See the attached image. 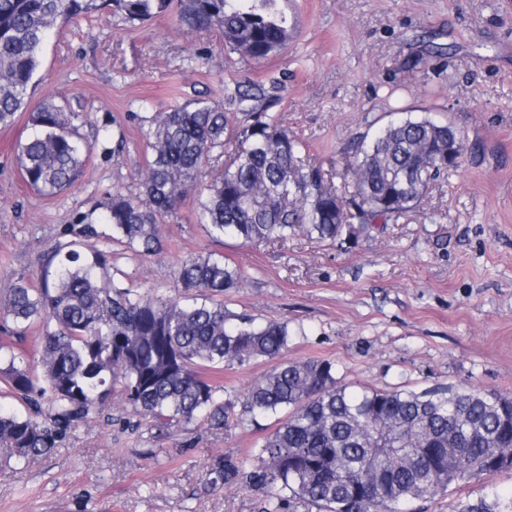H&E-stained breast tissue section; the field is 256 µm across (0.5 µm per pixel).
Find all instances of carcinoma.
<instances>
[{
  "label": "carcinoma",
  "mask_w": 512,
  "mask_h": 512,
  "mask_svg": "<svg viewBox=\"0 0 512 512\" xmlns=\"http://www.w3.org/2000/svg\"><path fill=\"white\" fill-rule=\"evenodd\" d=\"M177 4L190 30L215 29L238 54L257 61L292 38L277 0H0V127L26 110L28 90L47 37L73 17L114 11L144 22ZM33 133L18 144L25 182L52 197L80 176L89 147L70 115L47 100L29 113ZM137 196L116 191L104 217L109 237L144 253L157 251V224L195 192L200 223L244 244L282 243L302 233L350 242L376 224L417 207L441 176L459 164L458 131L448 121L399 118L361 137L328 185L302 144L265 112L245 119L219 103L197 101L151 120ZM47 253L40 286L24 279L0 289V320L11 321L0 346V383L29 415L0 414V445L17 459L44 455L103 413L118 391L158 428L200 418L216 429L288 411L243 460L217 458L208 484L257 494L261 512H280L292 496L323 512H402L415 499L448 492L512 468V396L478 386L420 391L351 390L336 383L326 360L284 358L288 324H256L224 309V293L242 272L210 255L192 256L175 272L186 292L207 297L183 305L112 282L111 255L85 245L94 224ZM42 325L37 366L26 363L25 330ZM280 359L250 386L229 414L224 388L204 371ZM470 512H512V499H481Z\"/></svg>",
  "instance_id": "cac0c4a2"
}]
</instances>
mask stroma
<instances>
[{"label": "stroma", "mask_w": 512, "mask_h": 512, "mask_svg": "<svg viewBox=\"0 0 512 512\" xmlns=\"http://www.w3.org/2000/svg\"><path fill=\"white\" fill-rule=\"evenodd\" d=\"M293 28L283 51L256 62L214 31L171 14L132 24L80 16L54 30L29 94L71 113L90 151L79 180L52 197L16 163L27 116L0 128V288L36 283L45 253L113 192L139 190L148 116L195 99L228 103L257 88V111L296 132L332 171L353 142L393 113L448 118L460 164L396 223L343 244L298 235L247 246L212 237L187 201L158 225L162 248L109 239L115 283L182 298L174 270L191 255L229 259L245 277L225 307L288 324L287 358L331 361L339 383L422 390L474 385L512 394V0H278ZM262 361L211 369L240 403L269 371ZM107 417L49 454L15 464L0 447V512H258L248 490L205 489L219 456L245 458L277 417L222 429L200 421L159 430L112 396ZM479 484L413 501L409 512H465Z\"/></svg>", "instance_id": "stroma-1"}]
</instances>
